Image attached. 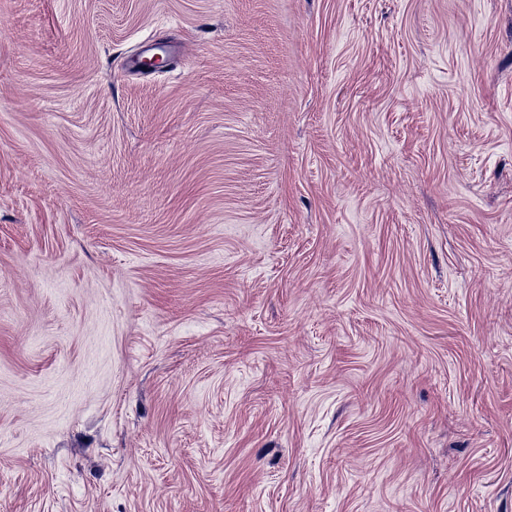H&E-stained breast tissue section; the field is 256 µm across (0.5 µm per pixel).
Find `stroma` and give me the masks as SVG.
Here are the masks:
<instances>
[{
    "label": "stroma",
    "mask_w": 512,
    "mask_h": 512,
    "mask_svg": "<svg viewBox=\"0 0 512 512\" xmlns=\"http://www.w3.org/2000/svg\"><path fill=\"white\" fill-rule=\"evenodd\" d=\"M0 512H512V0H0Z\"/></svg>",
    "instance_id": "stroma-1"
}]
</instances>
